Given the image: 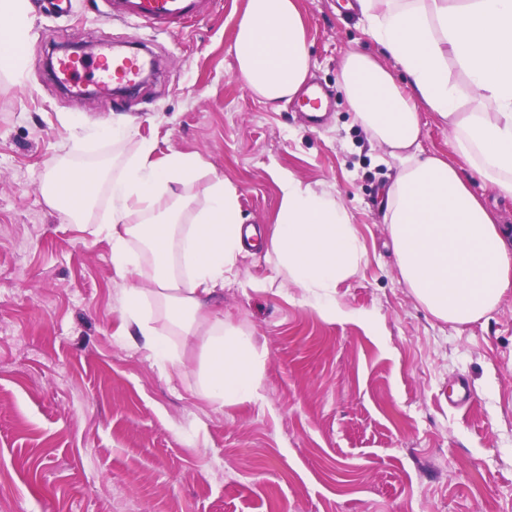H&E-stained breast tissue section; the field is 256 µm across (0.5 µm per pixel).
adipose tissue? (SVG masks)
<instances>
[{
  "label": "adipose tissue",
  "mask_w": 512,
  "mask_h": 512,
  "mask_svg": "<svg viewBox=\"0 0 512 512\" xmlns=\"http://www.w3.org/2000/svg\"><path fill=\"white\" fill-rule=\"evenodd\" d=\"M389 61L348 52L339 80L357 123L397 160L382 190L383 222L399 281L434 318L476 322L512 292V229L469 185V175L512 198V0H357ZM29 0H0V72L20 75L30 39ZM237 75L266 102L292 98L311 67L297 0H247L232 46ZM407 78L399 86L396 73ZM471 111H464L465 102ZM447 123L456 162L420 152L421 111ZM152 141L111 179L83 169L78 183L54 169L49 205L81 221L106 186L109 213L92 233L112 248L122 281L121 333L139 337L156 360L177 369L172 336L200 342L197 394L217 407L256 401L264 353L253 338L213 314L218 289L245 250L237 191L214 178L192 209L176 185L197 176L198 155L156 157ZM281 203L270 237H256L277 274L336 316V290L361 269L366 251L348 211L331 194L278 176ZM141 251H134L133 242ZM154 299L167 318L145 308Z\"/></svg>",
  "instance_id": "1"
}]
</instances>
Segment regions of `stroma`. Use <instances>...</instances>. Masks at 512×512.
I'll use <instances>...</instances> for the list:
<instances>
[{"instance_id": "35a3bbf8", "label": "stroma", "mask_w": 512, "mask_h": 512, "mask_svg": "<svg viewBox=\"0 0 512 512\" xmlns=\"http://www.w3.org/2000/svg\"><path fill=\"white\" fill-rule=\"evenodd\" d=\"M30 0L20 76L0 74V512H512V292L478 322L437 321L398 279L381 188L398 163L356 123L338 80L345 53L386 60L359 11L297 0L326 88L325 120L271 105L238 78L246 0H201L168 31ZM149 46L153 74L130 94L86 98L46 68L65 42ZM127 118L131 135H104ZM197 154L180 185L205 205L214 176L244 223L271 235L277 175L333 195L366 260L321 314L262 252L242 254L219 302L266 353L260 400L223 408L195 394L200 348L164 370L120 333L121 283L107 240L44 196L49 165L112 174L141 140ZM471 389L451 403L458 379Z\"/></svg>"}]
</instances>
